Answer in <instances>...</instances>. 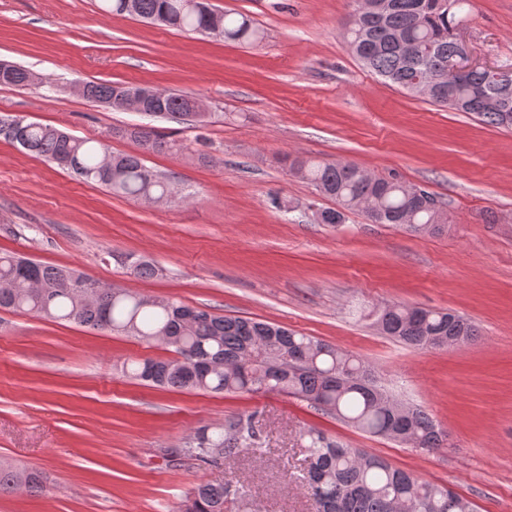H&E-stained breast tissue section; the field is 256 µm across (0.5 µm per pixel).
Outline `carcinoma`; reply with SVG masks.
<instances>
[{
    "mask_svg": "<svg viewBox=\"0 0 512 512\" xmlns=\"http://www.w3.org/2000/svg\"><path fill=\"white\" fill-rule=\"evenodd\" d=\"M373 7L353 8L344 23L349 48L363 66L384 80L419 95L428 76L442 78L441 89L428 100L457 112H472L490 125L512 127V94L477 71L448 80L457 54L460 10L469 0H370ZM136 16L168 28L198 31L213 10L206 3L191 8L186 0H134ZM222 37L248 43L257 30L245 17L222 14ZM417 46L406 59L400 43ZM10 77L0 85H30L32 71L6 64ZM112 82L84 83L82 96L112 103ZM191 97L167 93L158 119L196 125L207 113L188 111ZM134 140L141 153L102 161L105 148L49 125L0 115V136L36 156L59 163L88 183L102 185L120 197L159 200L173 193L171 182L154 174L141 154L170 151L169 141L151 125L113 130ZM290 170L336 200L338 208L318 213L321 224H340L344 211L362 209L373 224H393L414 234L440 230L447 217L426 190L378 177L354 163H320L288 156ZM0 310L31 312L99 330L121 332L142 341H160L172 355L125 362L122 372L148 386L211 393H283L334 416L351 427L426 451L442 447L445 431L423 409L392 399L376 382L371 366L334 345L284 326L250 318L229 317L169 298H145L114 288L77 270L46 265L15 253L0 254ZM386 335L414 349L446 348L466 343L475 327L447 310L391 304L377 315ZM305 467L300 481L314 512H457L460 495L450 488L415 477L382 457L327 438L314 428L306 432ZM261 449L255 415H236L215 432L201 427L180 449L179 459L204 464L236 461ZM40 472L0 464V494L41 491ZM249 498L243 487L221 479L197 485L177 512H245Z\"/></svg>",
    "mask_w": 512,
    "mask_h": 512,
    "instance_id": "obj_1",
    "label": "carcinoma"
}]
</instances>
